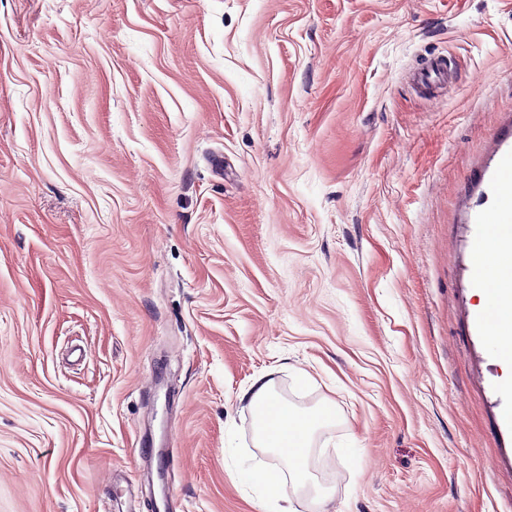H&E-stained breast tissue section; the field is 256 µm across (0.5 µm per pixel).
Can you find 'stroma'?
<instances>
[{"label":"stroma","instance_id":"1","mask_svg":"<svg viewBox=\"0 0 512 512\" xmlns=\"http://www.w3.org/2000/svg\"><path fill=\"white\" fill-rule=\"evenodd\" d=\"M511 149L512 0H0V512L274 506L266 372L333 512H512ZM491 189L500 202L497 213L499 224H489L485 216H479L476 222L480 227L475 240L474 255L483 252L478 259L486 266L485 283L478 288L481 298L488 295L486 288H489V303L479 313V321L486 329L500 322V329L490 330L489 336L496 346H503L509 350V354L504 359V368L506 383L510 385L512 384V336H505L503 330L512 331V310L501 321L500 314L503 310L512 307V292L503 289L512 290V280L503 281L497 267L512 261V227L506 229L501 225L512 223V152L502 155ZM486 224L488 227L483 251ZM271 376L272 373L268 372L255 377L240 394V400L248 401L255 409L257 444L259 447L269 448L284 462L296 485L312 494L318 512H331L329 505L333 499V491L321 485H307L310 441L315 431L330 418L331 410L325 406L320 411L306 414L291 412L276 395ZM260 407H266L274 415H257Z\"/></svg>","mask_w":512,"mask_h":512}]
</instances>
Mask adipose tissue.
Here are the masks:
<instances>
[{"label":"adipose tissue","instance_id":"ef3b65f1","mask_svg":"<svg viewBox=\"0 0 512 512\" xmlns=\"http://www.w3.org/2000/svg\"><path fill=\"white\" fill-rule=\"evenodd\" d=\"M486 267L485 285L479 288V295H486L488 289L508 287L512 289V280L503 281L498 265L512 261V228L500 224L488 225L485 249L480 256ZM241 400L249 402L252 408H267V415L256 418L255 435L258 446L270 449L291 471L298 487L307 488L311 493L317 512H330L329 505L333 492L320 485L309 484L307 459L310 441L316 430L330 418V408L317 412L296 414L276 395L274 380L264 373L255 377L251 384L241 392Z\"/></svg>","mask_w":512,"mask_h":512}]
</instances>
